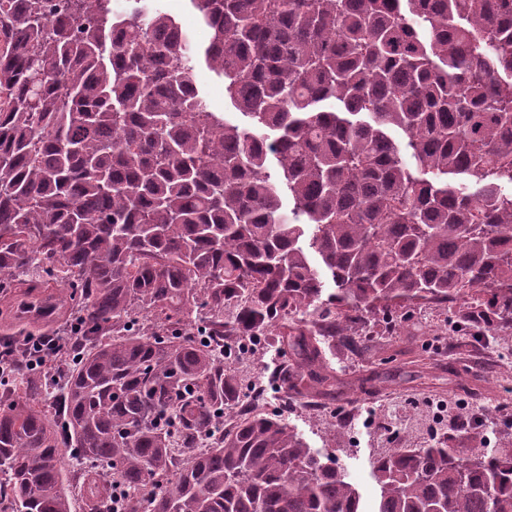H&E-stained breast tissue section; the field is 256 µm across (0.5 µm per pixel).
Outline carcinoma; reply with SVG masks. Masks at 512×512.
<instances>
[{
    "label": "carcinoma",
    "mask_w": 512,
    "mask_h": 512,
    "mask_svg": "<svg viewBox=\"0 0 512 512\" xmlns=\"http://www.w3.org/2000/svg\"><path fill=\"white\" fill-rule=\"evenodd\" d=\"M190 2L201 49L145 0H0V290L82 327L56 417L0 395V512H363L335 456L234 418L229 344L293 322L280 390L318 395L379 317L512 314V0ZM372 472L374 512H512V443ZM195 84L200 94L207 100L216 112H224L227 119L232 122H244V118L224 96V82L219 79L206 66L199 67L195 72Z\"/></svg>",
    "instance_id": "1"
}]
</instances>
